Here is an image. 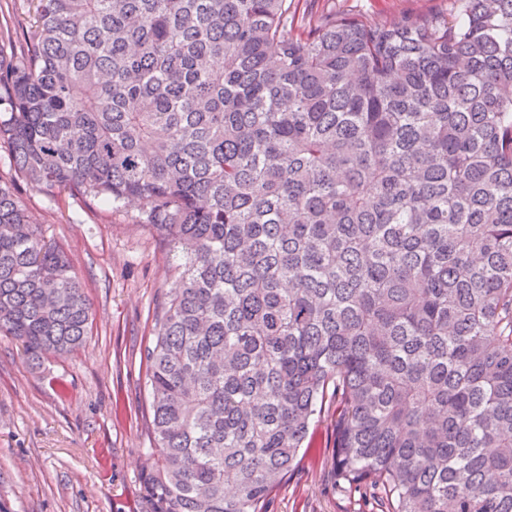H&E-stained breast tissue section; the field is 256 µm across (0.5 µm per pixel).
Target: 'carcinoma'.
<instances>
[{
  "label": "carcinoma",
  "instance_id": "carcinoma-1",
  "mask_svg": "<svg viewBox=\"0 0 512 512\" xmlns=\"http://www.w3.org/2000/svg\"><path fill=\"white\" fill-rule=\"evenodd\" d=\"M0 144L49 197L138 201L176 258L146 512H267L330 402L336 485L512 512V0H27ZM90 331L0 180V334L38 363ZM336 10L351 7L376 20H391L402 15L445 11L449 0H332Z\"/></svg>",
  "mask_w": 512,
  "mask_h": 512
}]
</instances>
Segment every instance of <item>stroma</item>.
I'll return each mask as SVG.
<instances>
[{"mask_svg":"<svg viewBox=\"0 0 512 512\" xmlns=\"http://www.w3.org/2000/svg\"><path fill=\"white\" fill-rule=\"evenodd\" d=\"M377 20L438 12L449 0H335ZM0 180L14 183L45 239L68 254L92 304L79 350L31 366L0 335V512H141L153 460L144 349L154 310L175 287L174 260L138 221L139 207L45 196L17 178L0 146ZM310 447L270 496L268 512H377L333 475L334 419L314 423Z\"/></svg>","mask_w":512,"mask_h":512,"instance_id":"1","label":"stroma"}]
</instances>
